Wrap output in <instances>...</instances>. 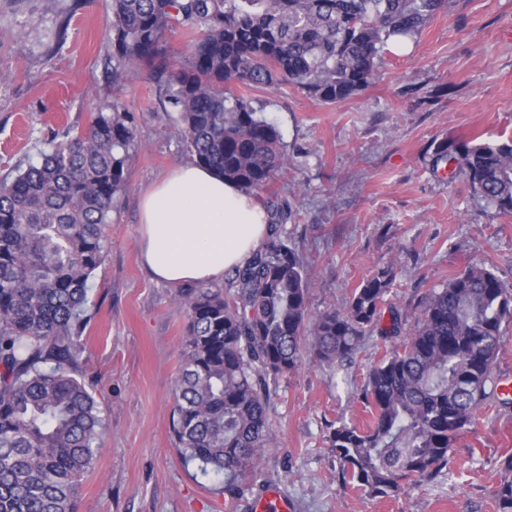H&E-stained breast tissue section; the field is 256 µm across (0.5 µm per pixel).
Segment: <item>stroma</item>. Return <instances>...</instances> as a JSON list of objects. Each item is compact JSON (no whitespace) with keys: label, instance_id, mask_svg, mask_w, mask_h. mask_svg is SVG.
<instances>
[{"label":"stroma","instance_id":"1","mask_svg":"<svg viewBox=\"0 0 512 512\" xmlns=\"http://www.w3.org/2000/svg\"><path fill=\"white\" fill-rule=\"evenodd\" d=\"M111 0H0V181L37 161L68 129L110 103ZM279 127L288 172L265 197L288 201V237L313 283L310 314L344 309L353 288L393 264L387 305L409 329L419 302L481 262L512 288V216L435 166L441 141L512 136V0H456L407 46H388L357 96L321 104L286 86L250 90ZM139 127L129 186L108 230L88 308L82 371L107 432L78 490V512H252L278 486L296 512H498L501 462L512 455V408L480 414L434 481L373 497L338 478L329 436L364 424L368 368L395 341L372 332L351 364L311 358L270 385L275 442L241 494L184 465L171 433L186 320L176 290L141 264L139 201L188 161L163 99L139 70L120 96Z\"/></svg>","mask_w":512,"mask_h":512}]
</instances>
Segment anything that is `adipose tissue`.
Here are the masks:
<instances>
[{"label": "adipose tissue", "instance_id": "ef3b65f1", "mask_svg": "<svg viewBox=\"0 0 512 512\" xmlns=\"http://www.w3.org/2000/svg\"><path fill=\"white\" fill-rule=\"evenodd\" d=\"M138 233L153 280L174 288L215 283L264 246L268 213L256 197L189 161L144 195Z\"/></svg>", "mask_w": 512, "mask_h": 512}]
</instances>
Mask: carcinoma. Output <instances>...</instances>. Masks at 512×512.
<instances>
[{
  "instance_id": "obj_1",
  "label": "carcinoma",
  "mask_w": 512,
  "mask_h": 512,
  "mask_svg": "<svg viewBox=\"0 0 512 512\" xmlns=\"http://www.w3.org/2000/svg\"><path fill=\"white\" fill-rule=\"evenodd\" d=\"M452 0H112V94L138 69L163 92L195 161L247 193L288 172L277 126L242 89L290 85L322 103L362 91L389 42L415 37ZM179 34L185 49L170 45ZM138 145L133 115L115 104L35 163L0 181V512H76L78 480L105 431L91 385L77 376L89 293L108 253L109 224ZM498 213L512 215V137L442 142ZM270 240L224 293L180 288L186 319L171 430L182 462L240 491L272 445L269 379L307 351L353 358L382 319L393 265L373 271L342 312L309 317L312 283L282 236L292 219L270 203ZM512 289L484 264L448 278L420 302L415 325L370 367L369 419L330 435L344 483L387 496L399 480L434 479L453 441L499 401L498 354ZM501 512H512V459L502 463Z\"/></svg>"
}]
</instances>
